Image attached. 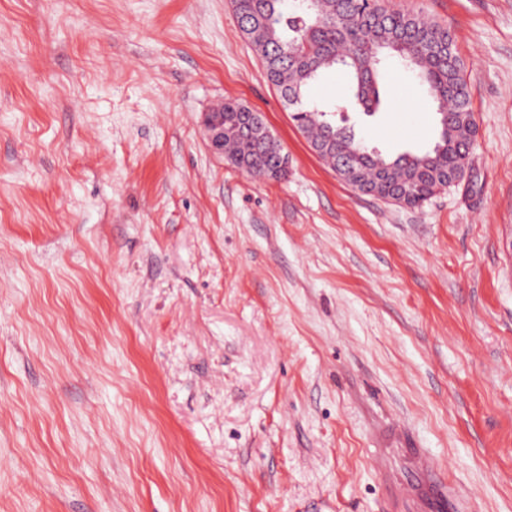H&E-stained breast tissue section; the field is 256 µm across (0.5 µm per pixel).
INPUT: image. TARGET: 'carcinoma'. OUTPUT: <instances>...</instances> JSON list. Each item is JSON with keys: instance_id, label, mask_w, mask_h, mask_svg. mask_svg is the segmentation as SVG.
<instances>
[{"instance_id": "1", "label": "carcinoma", "mask_w": 512, "mask_h": 512, "mask_svg": "<svg viewBox=\"0 0 512 512\" xmlns=\"http://www.w3.org/2000/svg\"><path fill=\"white\" fill-rule=\"evenodd\" d=\"M241 31L259 54L268 80L312 149L322 140L331 151L318 156L355 188L402 206L416 207L461 177L474 149L476 123L452 30L409 12H391L383 0H315L291 10L288 0H232ZM392 58L415 74L435 104L434 146L395 158L368 147L337 112L372 115L383 106L381 67ZM333 68L348 76V95L332 106L305 99V90ZM252 109L224 102L237 137H224V150L243 156L247 173L264 177L273 149L250 129Z\"/></svg>"}]
</instances>
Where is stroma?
<instances>
[{"instance_id":"35a3bbf8","label":"stroma","mask_w":512,"mask_h":512,"mask_svg":"<svg viewBox=\"0 0 512 512\" xmlns=\"http://www.w3.org/2000/svg\"><path fill=\"white\" fill-rule=\"evenodd\" d=\"M451 28L479 135L417 207L311 150L231 0H0V512H384L446 472L512 512V0H384ZM348 113L396 156L437 137ZM261 112L288 173L209 147ZM222 107L223 103L203 113L202 126L211 149L221 156L225 155L234 166L243 170L238 157H229L224 150L240 154L248 165L245 172L264 178L265 168L273 157V149L259 138L257 131L253 133L250 129V112L255 111L237 101L224 102V113L221 111ZM228 115L233 119V129L237 130V138L224 136L225 120Z\"/></svg>"}]
</instances>
